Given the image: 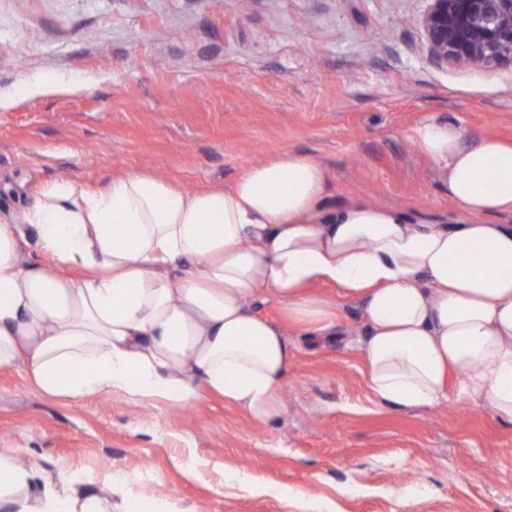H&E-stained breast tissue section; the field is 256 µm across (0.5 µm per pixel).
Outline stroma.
I'll list each match as a JSON object with an SVG mask.
<instances>
[{
  "label": "stroma",
  "mask_w": 512,
  "mask_h": 512,
  "mask_svg": "<svg viewBox=\"0 0 512 512\" xmlns=\"http://www.w3.org/2000/svg\"><path fill=\"white\" fill-rule=\"evenodd\" d=\"M429 0H0V214L57 181L146 172L231 187L294 151L330 200L450 221L448 173L413 131L434 120L512 142V67L433 63ZM295 346L271 427L223 398L173 409L115 392L42 393L0 367V449L54 473L124 471L180 512H512V422L462 402L384 406L362 374V311ZM257 475L256 494L224 473Z\"/></svg>",
  "instance_id": "obj_1"
}]
</instances>
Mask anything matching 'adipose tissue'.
<instances>
[{
    "mask_svg": "<svg viewBox=\"0 0 512 512\" xmlns=\"http://www.w3.org/2000/svg\"><path fill=\"white\" fill-rule=\"evenodd\" d=\"M414 138L448 169L452 223L331 204L325 168L295 152L228 189L146 174L46 186L21 218L0 217V366L73 400L122 392L180 408L208 391L267 427L293 348L254 307L276 299L297 335L331 339L338 313L308 288L332 284L362 307L381 404L462 401L512 422V223L500 221L512 216V144L435 121ZM74 264L82 276L66 274ZM17 459L0 450V512H112L116 495L142 512L121 471L99 483Z\"/></svg>",
    "mask_w": 512,
    "mask_h": 512,
    "instance_id": "adipose-tissue-1",
    "label": "adipose tissue"
}]
</instances>
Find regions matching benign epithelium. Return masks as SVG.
<instances>
[{"instance_id": "obj_1", "label": "benign epithelium", "mask_w": 512, "mask_h": 512, "mask_svg": "<svg viewBox=\"0 0 512 512\" xmlns=\"http://www.w3.org/2000/svg\"><path fill=\"white\" fill-rule=\"evenodd\" d=\"M423 28L438 65L512 66V0H430Z\"/></svg>"}]
</instances>
